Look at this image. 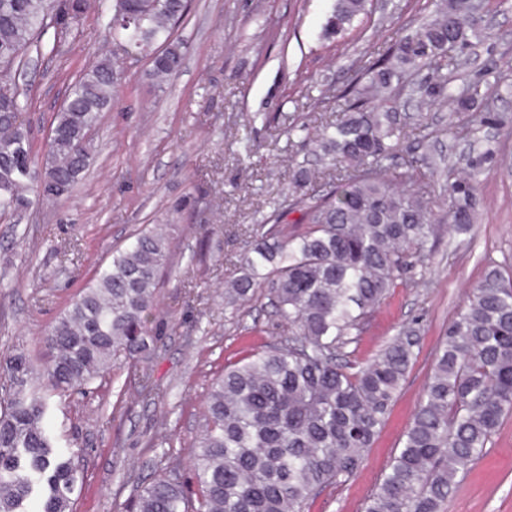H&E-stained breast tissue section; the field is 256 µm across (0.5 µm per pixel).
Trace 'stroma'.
Wrapping results in <instances>:
<instances>
[{
  "mask_svg": "<svg viewBox=\"0 0 512 512\" xmlns=\"http://www.w3.org/2000/svg\"><path fill=\"white\" fill-rule=\"evenodd\" d=\"M335 0H189L177 36L179 71L155 83L147 64L128 69L118 99L92 132L89 166L71 195L37 199L0 221V354L24 350L46 359L39 338L68 299L108 263L113 248L154 224L166 227L172 272L161 284L153 376L162 399L140 395L128 368L91 384L86 394L53 400L58 445L83 476L77 512H124L136 495L125 476L151 473L162 455L185 461L199 431L214 373L279 331L268 298L239 312L224 308V282L237 272L252 225L263 223L290 189L288 169L309 159L303 141L342 111L353 69L391 43L396 21L428 14L433 0H368L366 15L328 40L322 25ZM487 38L474 45L459 81L512 84V0H491ZM96 14L72 32L62 55L29 53L19 79L31 100L21 119L34 145L46 139L69 85L101 52L116 53ZM401 109L423 113L433 128L424 153L436 169L466 174L470 152L493 148L497 163L478 178L482 204L473 230L441 228L425 267L401 284L344 350L373 361L399 331H413V366L385 426L354 476L325 490L310 512H363L420 403L444 328L464 305L488 263L512 269V133L471 129L466 113L408 95ZM305 134L287 136L288 126ZM115 420L104 412L114 402ZM444 512H512V415L483 457L461 475Z\"/></svg>",
  "mask_w": 512,
  "mask_h": 512,
  "instance_id": "obj_1",
  "label": "stroma"
}]
</instances>
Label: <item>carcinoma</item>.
<instances>
[{"mask_svg":"<svg viewBox=\"0 0 512 512\" xmlns=\"http://www.w3.org/2000/svg\"><path fill=\"white\" fill-rule=\"evenodd\" d=\"M367 0H335L323 31L350 27ZM91 0H0V219L26 209L29 194L69 196L89 161L101 112L119 96L137 62L102 55L70 87L53 121L54 137L34 150L19 122L28 90L16 84L29 52L60 55ZM187 0H112L105 29L162 79L180 68L174 31ZM487 12L486 0H438L414 30L401 26L391 46L354 72L345 110L310 140L316 164H297L287 205L251 231L238 275L225 282L224 306L239 310L266 295L281 331L261 350L229 363L205 397L201 430L189 454L194 487L173 456L149 475L130 474V512H307L327 488L351 477L384 425L409 372L413 333L391 338L372 362H341L343 349L397 286L431 255L438 225L468 233L480 206L474 178L448 170L443 204L435 181L416 175L427 158L404 164L405 143L421 144L428 126L399 112L413 75L422 101L448 99L480 125L498 122L481 80L452 85ZM298 212L301 230H290ZM163 225L141 231L99 267L40 338L50 357L35 364L17 351L0 364V512H73L80 473L51 433L53 395L85 390L116 368L139 373L141 393L160 398L152 379L158 336L151 327L168 265ZM512 415V272L490 267L443 331L435 363L408 425L364 512H442L459 474L479 459Z\"/></svg>","mask_w":512,"mask_h":512,"instance_id":"1","label":"carcinoma"}]
</instances>
